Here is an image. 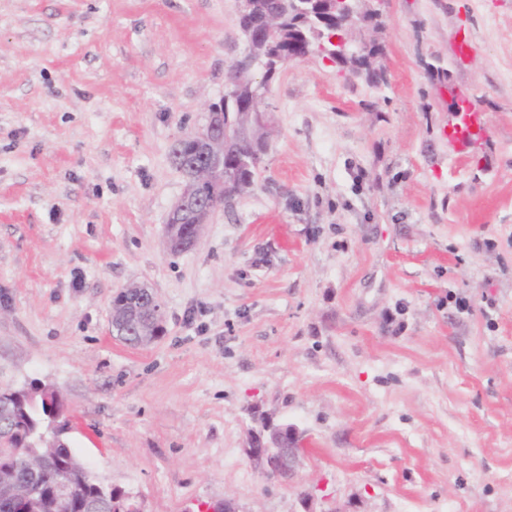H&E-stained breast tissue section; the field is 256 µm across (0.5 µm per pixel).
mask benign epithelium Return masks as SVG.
<instances>
[{
  "label": "benign epithelium",
  "instance_id": "benign-epithelium-1",
  "mask_svg": "<svg viewBox=\"0 0 512 512\" xmlns=\"http://www.w3.org/2000/svg\"><path fill=\"white\" fill-rule=\"evenodd\" d=\"M207 119L205 124L188 139L195 143V147L208 159V163L195 165L185 173V187L171 208L166 225L165 236L170 251H185L194 247L200 237L204 224L211 214L223 206L224 198L234 196L229 183L217 181L213 178V168L224 162V155L235 150V142L243 137L240 130L229 133L224 128V110L222 102H211L207 105ZM201 186L210 188L212 203L198 214L193 224L192 234L188 237L178 238L173 234V225L181 224L187 213L189 198ZM123 294H131V298L121 299L111 304L110 325L112 335L124 343L139 347L145 343L155 342L158 328L163 326L164 313L158 295L142 284H131L121 289ZM9 401L5 411L0 412V451L11 447L9 439L13 437L14 430L11 420L17 415V404L22 399V391L9 387L0 394ZM301 437L299 428L288 425V447H281L275 452L269 451L270 444L264 442L261 435L255 434L246 439L243 453L249 462L270 479L286 480L293 476L299 461L298 442ZM16 465L28 474H38L42 471L47 455L38 452H24L14 454ZM127 506H114L112 502L94 503L90 505V512H146L143 501L136 495H127ZM197 512H244L241 506L233 499L222 501H196Z\"/></svg>",
  "mask_w": 512,
  "mask_h": 512
}]
</instances>
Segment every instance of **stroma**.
<instances>
[{
  "label": "stroma",
  "mask_w": 512,
  "mask_h": 512,
  "mask_svg": "<svg viewBox=\"0 0 512 512\" xmlns=\"http://www.w3.org/2000/svg\"><path fill=\"white\" fill-rule=\"evenodd\" d=\"M381 11L386 84L288 64L253 187L172 253V147L244 51L237 0H0V387L54 389L146 512H512V0ZM136 282L165 313L140 348L110 326ZM255 405L302 432L291 481L243 453ZM458 112H462L459 117V123L453 126V124L456 122L455 118V122L451 126L452 130L450 133H448V137L463 144L476 145L481 139V126L478 114H476V112H464L462 110H459ZM473 122L478 127L477 133L480 135V139L477 142L473 141L474 135L477 133H470V128L473 127ZM465 133H467V135H465Z\"/></svg>",
  "instance_id": "1"
}]
</instances>
